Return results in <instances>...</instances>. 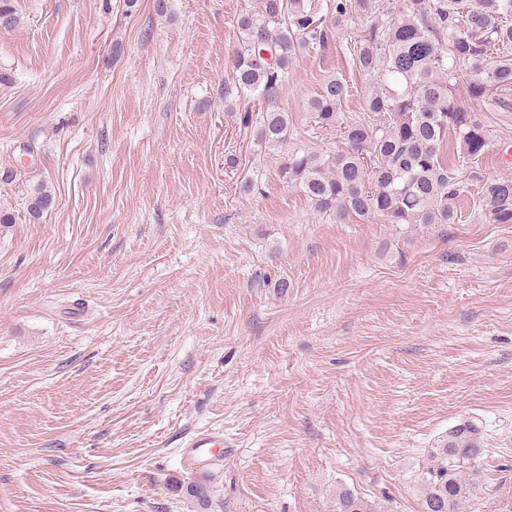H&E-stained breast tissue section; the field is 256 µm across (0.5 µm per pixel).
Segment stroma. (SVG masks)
<instances>
[{
	"mask_svg": "<svg viewBox=\"0 0 512 512\" xmlns=\"http://www.w3.org/2000/svg\"><path fill=\"white\" fill-rule=\"evenodd\" d=\"M0 30V512H331L346 486L419 512L418 474L481 428L461 512L512 490V224L481 180L512 176V88L458 223L407 232L319 214L224 105L238 15L258 0H14ZM349 21L278 98L291 147L323 80L343 117L373 87ZM257 181L259 193L242 186ZM47 185L55 205L30 222ZM224 438L198 458L199 432ZM207 490V502L188 494ZM54 204V195L44 184L38 185L27 200V213L33 220H39Z\"/></svg>",
	"mask_w": 512,
	"mask_h": 512,
	"instance_id": "obj_1",
	"label": "stroma"
}]
</instances>
